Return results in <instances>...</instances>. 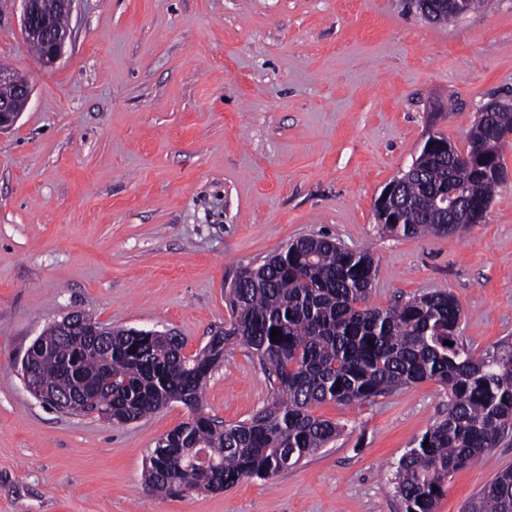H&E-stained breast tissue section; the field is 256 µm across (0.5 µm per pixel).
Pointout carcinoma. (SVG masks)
Returning a JSON list of instances; mask_svg holds the SVG:
<instances>
[{
    "instance_id": "obj_1",
    "label": "carcinoma",
    "mask_w": 512,
    "mask_h": 512,
    "mask_svg": "<svg viewBox=\"0 0 512 512\" xmlns=\"http://www.w3.org/2000/svg\"><path fill=\"white\" fill-rule=\"evenodd\" d=\"M512 133V104L478 119L461 159L438 148L435 133L416 168L399 178L389 204L375 205L381 230L392 236L447 235L483 211L504 181L503 146ZM462 195L458 209L440 200ZM374 257L327 236L288 244L262 264L243 268L227 299L229 326L186 355L178 334L141 335L133 328L98 327L111 337L93 347L84 332L49 327L40 335L46 356L31 373L60 394L72 368L97 385V416L114 423L147 417L170 402L188 421L152 449L145 481L157 492L227 490L244 479H271L336 438L339 427L313 414L328 401H368L424 381L448 388V413L400 459L396 491L405 512H436L445 480L495 447L512 427V341L479 356L460 342L461 306L446 292L395 306L368 304ZM281 335L271 338V330ZM236 341L259 360L272 382L270 402L237 424L207 415L205 382ZM452 345L447 346L445 342ZM205 453L212 480L199 483L193 449ZM465 512H512V469L486 483Z\"/></svg>"
}]
</instances>
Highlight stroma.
Returning <instances> with one entry per match:
<instances>
[{"label": "stroma", "instance_id": "obj_1", "mask_svg": "<svg viewBox=\"0 0 512 512\" xmlns=\"http://www.w3.org/2000/svg\"><path fill=\"white\" fill-rule=\"evenodd\" d=\"M20 13L0 0V64L32 88L0 131V512H404L394 474L448 412L438 382L315 406L339 436L272 480L167 496L144 471L185 406L125 425L66 416L27 392L17 361L74 310L177 332L195 353L229 321L237 273L306 235L371 250V305L445 291L466 347L512 338V142L482 223L396 237L374 215L429 133L465 148L480 108L512 95V0L450 24L412 0H74L50 69ZM271 396L233 342L203 409L234 424ZM507 468L512 431L449 475L437 512Z\"/></svg>", "mask_w": 512, "mask_h": 512}]
</instances>
